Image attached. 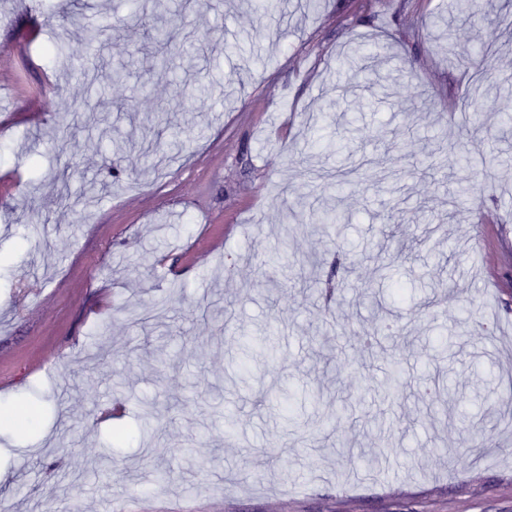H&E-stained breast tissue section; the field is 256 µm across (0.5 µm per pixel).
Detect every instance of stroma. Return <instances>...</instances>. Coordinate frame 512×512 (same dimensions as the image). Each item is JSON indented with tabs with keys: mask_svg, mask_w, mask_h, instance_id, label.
I'll return each instance as SVG.
<instances>
[{
	"mask_svg": "<svg viewBox=\"0 0 512 512\" xmlns=\"http://www.w3.org/2000/svg\"><path fill=\"white\" fill-rule=\"evenodd\" d=\"M163 2L0 0V512H512V0ZM380 55V51L369 54L355 53L352 55H345L340 60V68L350 72L352 76H358L361 74L367 75L370 80H372L373 84H375L383 79V77L378 74V72L373 68V65H371L369 61L377 58ZM372 75H374V79L371 78Z\"/></svg>",
	"mask_w": 512,
	"mask_h": 512,
	"instance_id": "1",
	"label": "stroma"
}]
</instances>
